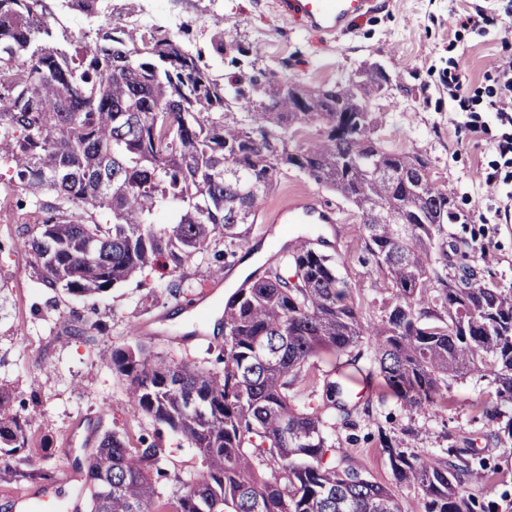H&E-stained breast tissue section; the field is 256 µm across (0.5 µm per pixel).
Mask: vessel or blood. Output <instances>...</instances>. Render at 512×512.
Segmentation results:
<instances>
[{
	"label": "vessel or blood",
	"mask_w": 512,
	"mask_h": 512,
	"mask_svg": "<svg viewBox=\"0 0 512 512\" xmlns=\"http://www.w3.org/2000/svg\"><path fill=\"white\" fill-rule=\"evenodd\" d=\"M378 0H289L288 10L310 31L337 34L364 12L377 7ZM282 220L292 224H333L335 211L315 198L289 200L279 209ZM81 477L64 471L39 493L15 497L16 512H78Z\"/></svg>",
	"instance_id": "1"
}]
</instances>
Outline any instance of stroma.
Returning <instances> with one entry per match:
<instances>
[{
  "label": "stroma",
  "instance_id": "stroma-1",
  "mask_svg": "<svg viewBox=\"0 0 512 512\" xmlns=\"http://www.w3.org/2000/svg\"><path fill=\"white\" fill-rule=\"evenodd\" d=\"M143 13L162 28L181 18L183 41L205 61H218L221 76L261 73L319 89L356 69L382 65L396 86L369 99L381 122L377 136L388 149L422 155L433 179L447 189L457 215L448 226L456 245L448 254L449 273L472 266L512 289V162L499 151L512 138V125L488 108L503 93L495 67L512 59V0H386L334 35L304 29L282 0H112L114 27ZM218 21L224 24L220 54L211 42ZM457 75L467 87L461 102L452 98ZM9 178L0 166V387L22 414L35 417L32 447L44 449L50 475L83 468L86 433L99 438L112 430L130 446L155 439L165 448L167 476L157 486L162 497H172L198 472L201 458L184 437L157 431L149 417L132 412L127 382L109 355L138 340L167 360L220 369L224 333L215 318L225 298L292 238L313 240L317 250L332 255L363 319L380 318L386 282L365 250L359 214L296 170L279 174L275 189L260 201L252 255L230 256L221 265L190 264L187 286L176 297L158 269L93 299L46 287L33 273L30 255L15 246L38 214L17 207ZM305 196L335 207L337 223L276 221L282 202ZM145 321L152 322L153 334L137 335L136 325ZM361 355L371 377L365 393L351 396L348 419L331 432L337 455L391 486L394 475L378 451L380 433L401 437L422 454L451 445L473 448L500 469L497 482L475 486L474 496L496 501L512 494V443L500 440L497 424L477 409L490 391L486 380L474 374L449 381L445 405L422 415L409 411L372 373L371 348L362 347Z\"/></svg>",
  "mask_w": 512,
  "mask_h": 512
}]
</instances>
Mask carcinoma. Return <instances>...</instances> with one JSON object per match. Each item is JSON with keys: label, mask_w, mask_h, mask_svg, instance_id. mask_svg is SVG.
<instances>
[{"label": "carcinoma", "mask_w": 512, "mask_h": 512, "mask_svg": "<svg viewBox=\"0 0 512 512\" xmlns=\"http://www.w3.org/2000/svg\"><path fill=\"white\" fill-rule=\"evenodd\" d=\"M48 0H0V162L39 209L16 246L49 288L93 298L155 268L177 296L193 260L245 246L258 204L293 168L361 214L366 251L387 279L379 322L365 321L335 260L305 248L249 274L224 301L220 371L170 363L137 341L112 349L134 413L180 434L202 459L172 512H410L335 450L328 428L347 417L336 382L318 381L323 348L362 372L361 344L388 387L414 412L471 371L493 387L489 419L512 403V289L462 268L448 277L447 190L418 155L385 149L367 88L385 95L383 66L316 92L275 78H216L178 33L101 23L95 37L58 38ZM316 137L290 146L296 131ZM164 211L168 223H154ZM322 387L319 407H298L302 382ZM32 418L0 389V479L45 478L28 453ZM398 484L418 489L421 512H512L470 488L499 467L470 448L421 455L379 434ZM164 449L130 447L112 431L85 458L89 512H167L156 502Z\"/></svg>", "instance_id": "cac0c4a2"}]
</instances>
